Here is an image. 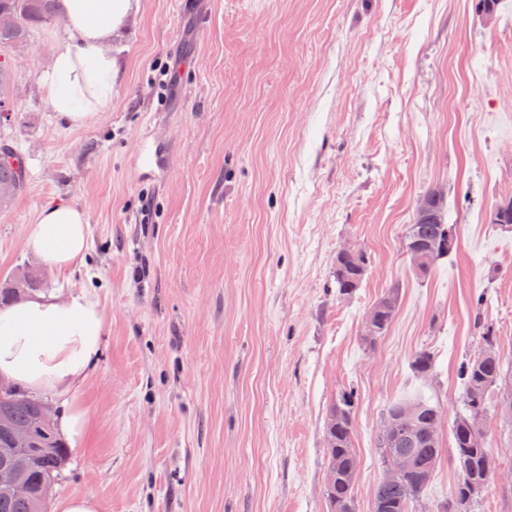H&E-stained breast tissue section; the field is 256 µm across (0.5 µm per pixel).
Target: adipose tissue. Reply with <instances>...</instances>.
Wrapping results in <instances>:
<instances>
[{"label": "adipose tissue", "instance_id": "1", "mask_svg": "<svg viewBox=\"0 0 512 512\" xmlns=\"http://www.w3.org/2000/svg\"><path fill=\"white\" fill-rule=\"evenodd\" d=\"M134 0H63L67 38L54 49L41 81L50 111L84 122L112 99L115 58L112 32ZM85 213L66 204L43 208L28 228V245L43 267H77L89 247ZM104 308L88 292L37 294L0 308V379L18 391L49 393L56 406L53 427L70 446L82 445L91 416L80 396L83 376L101 353Z\"/></svg>", "mask_w": 512, "mask_h": 512}]
</instances>
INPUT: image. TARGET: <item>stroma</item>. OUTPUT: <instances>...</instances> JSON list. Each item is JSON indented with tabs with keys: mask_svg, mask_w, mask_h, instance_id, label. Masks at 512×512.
Instances as JSON below:
<instances>
[{
	"mask_svg": "<svg viewBox=\"0 0 512 512\" xmlns=\"http://www.w3.org/2000/svg\"><path fill=\"white\" fill-rule=\"evenodd\" d=\"M135 0L112 35L111 103L82 123L47 106L41 75L63 23L17 50L0 141L27 186L0 213V282L38 269L28 224L50 203L85 212L89 249L57 285L96 295L102 353L81 390L94 421L52 497L99 512H329L324 426L355 385L354 494L371 512L387 404L415 390L451 421L461 361L492 324L512 359V0ZM181 79L160 85L159 68ZM163 154L144 174L140 153ZM446 191L456 251L418 278L402 232ZM370 258L337 297L336 251ZM399 286L375 348L362 320ZM483 298L481 309L473 301ZM429 348L433 377L411 355ZM495 478L473 512H512V424L493 419ZM435 355L428 348H420L410 358V367L416 378L426 380L435 372ZM51 512H99V503L85 495L59 497L53 501Z\"/></svg>",
	"mask_w": 512,
	"mask_h": 512,
	"instance_id": "35a3bbf8",
	"label": "stroma"
}]
</instances>
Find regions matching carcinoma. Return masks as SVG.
Returning a JSON list of instances; mask_svg holds the SVG:
<instances>
[{
  "instance_id": "obj_1",
  "label": "carcinoma",
  "mask_w": 512,
  "mask_h": 512,
  "mask_svg": "<svg viewBox=\"0 0 512 512\" xmlns=\"http://www.w3.org/2000/svg\"><path fill=\"white\" fill-rule=\"evenodd\" d=\"M0 13L14 16L16 24L0 28V113L12 111L10 89L13 68L6 52L26 45L36 27L53 25L62 20L61 0H0ZM18 149L9 143H0V184L10 185L18 195L25 187L27 172L18 164ZM445 201L434 199V210L422 224L405 227L403 242H416L429 248L434 261L450 256L458 246L456 225L445 222ZM369 264L356 265L336 260L333 271L336 296L350 298L360 288ZM39 281L23 273L0 287V305L9 303L25 291H36ZM399 305V287L392 286L375 302L380 309L384 329L392 325ZM485 357L474 362L468 358L457 368L464 396L462 408L456 413L451 427L450 459L453 464L464 461L469 476L458 478L448 490V497L439 506L440 512H472L479 494L473 483L481 480L494 468L490 442H478L471 431L473 417L493 412L500 419L512 422V362L498 351V336L486 327L482 330ZM436 359L427 348L417 350L410 358V367L416 378L426 380L435 372ZM358 394L354 387L342 389L329 409L325 424L327 466L336 472V482L326 487L331 512H357L354 496L355 481L351 474L358 462L353 446V430ZM42 401L36 397L15 393L0 401V417L11 427H24L36 421ZM385 414L401 416L403 422L393 435H381L378 445L381 456L398 455L407 460V467L391 477H380L372 497L373 512H413V506L433 480L440 457V436L436 419L441 406L421 395L403 397L390 405ZM40 450L31 452L10 446L6 430L0 428V463L4 459L21 463V474L31 492L16 497L0 490V512H45L40 498L41 487L58 476L68 455L66 445L57 438L54 429L45 427L36 433Z\"/></svg>"
}]
</instances>
